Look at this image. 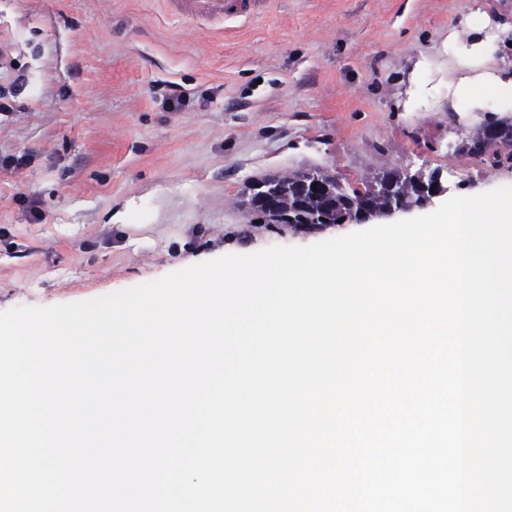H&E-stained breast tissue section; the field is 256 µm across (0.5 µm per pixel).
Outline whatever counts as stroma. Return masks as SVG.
Returning a JSON list of instances; mask_svg holds the SVG:
<instances>
[{"mask_svg": "<svg viewBox=\"0 0 512 512\" xmlns=\"http://www.w3.org/2000/svg\"><path fill=\"white\" fill-rule=\"evenodd\" d=\"M1 43L0 312L357 231L255 222L236 202L268 174L356 188L437 171L451 197L512 185V168L457 150L512 117V93L460 91L512 83V0H269L205 29L161 0H0Z\"/></svg>", "mask_w": 512, "mask_h": 512, "instance_id": "stroma-1", "label": "stroma"}]
</instances>
